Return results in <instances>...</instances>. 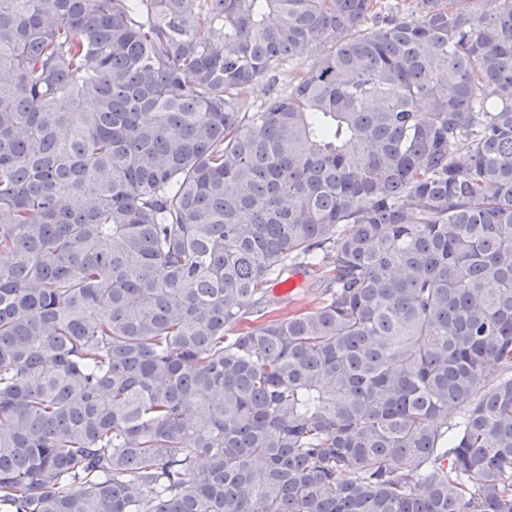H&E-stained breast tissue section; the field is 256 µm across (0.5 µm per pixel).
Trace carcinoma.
<instances>
[{
    "label": "carcinoma",
    "instance_id": "carcinoma-1",
    "mask_svg": "<svg viewBox=\"0 0 512 512\" xmlns=\"http://www.w3.org/2000/svg\"><path fill=\"white\" fill-rule=\"evenodd\" d=\"M0 512H512V0H0ZM290 282L295 284L291 292L288 291V284ZM312 283L313 280L311 276L301 272L293 275L286 283L271 282L269 295L274 298L290 300L293 307L305 308L310 304V301L315 295V289L320 285H313ZM283 288H287V290L283 291Z\"/></svg>",
    "mask_w": 512,
    "mask_h": 512
}]
</instances>
